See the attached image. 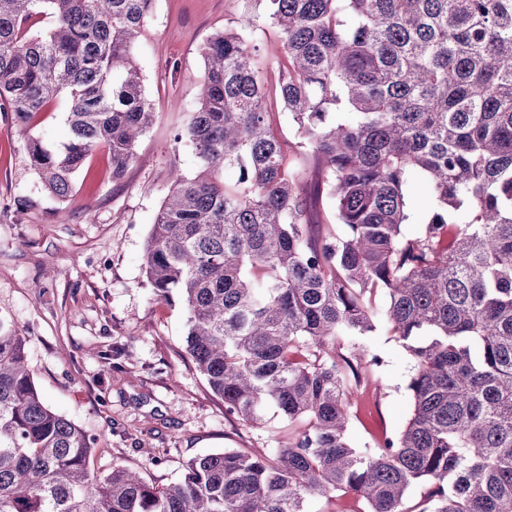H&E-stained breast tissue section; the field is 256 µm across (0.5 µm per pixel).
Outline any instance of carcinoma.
Wrapping results in <instances>:
<instances>
[{
	"label": "carcinoma",
	"mask_w": 512,
	"mask_h": 512,
	"mask_svg": "<svg viewBox=\"0 0 512 512\" xmlns=\"http://www.w3.org/2000/svg\"><path fill=\"white\" fill-rule=\"evenodd\" d=\"M156 2L0 0V112L27 127L64 107L67 140L25 142L59 202L100 146L120 178L153 121L132 47ZM265 13L286 57L274 90L253 17L201 49L184 132L199 170L174 177L144 269L185 305L187 352L225 413L257 427L275 409L280 446L196 457L165 488L120 465L101 479L93 440L47 404L0 318V512H306L338 492L357 512H512V0H265ZM274 99L347 233L315 232ZM415 180L431 213L408 236ZM379 294L414 369L409 418L368 453L347 439L351 395L380 358L336 338L375 330Z\"/></svg>",
	"instance_id": "1"
}]
</instances>
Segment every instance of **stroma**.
Masks as SVG:
<instances>
[{
    "mask_svg": "<svg viewBox=\"0 0 512 512\" xmlns=\"http://www.w3.org/2000/svg\"><path fill=\"white\" fill-rule=\"evenodd\" d=\"M264 14L262 0H157L134 45L155 120L121 178L98 148L66 202L44 190L24 148L30 135L66 138L63 108L42 113L26 133L0 112V318L25 337L33 380L49 406L95 437L98 475L124 465L165 487L197 456L280 445L281 418L252 428L225 414L186 352V309L157 297L144 273L147 237L173 173L198 170L181 134L199 103L201 47L253 16L260 68L275 79L285 54ZM337 342L383 360L370 386L352 396L349 442L371 451L410 415L413 361L382 319L369 335Z\"/></svg>",
    "mask_w": 512,
    "mask_h": 512,
    "instance_id": "obj_1",
    "label": "stroma"
}]
</instances>
